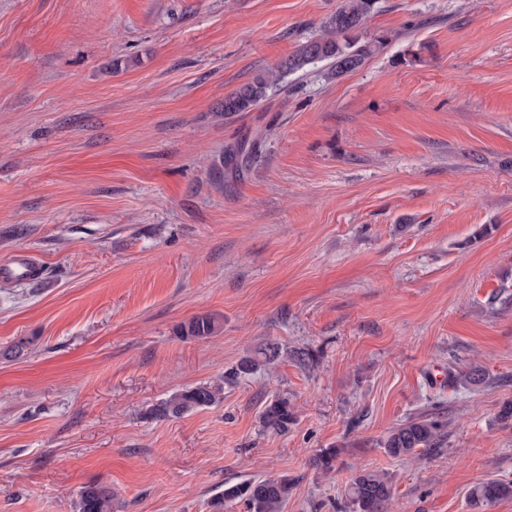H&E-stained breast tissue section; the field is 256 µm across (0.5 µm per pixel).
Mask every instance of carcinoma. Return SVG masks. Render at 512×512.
<instances>
[{
  "label": "carcinoma",
  "instance_id": "obj_1",
  "mask_svg": "<svg viewBox=\"0 0 512 512\" xmlns=\"http://www.w3.org/2000/svg\"><path fill=\"white\" fill-rule=\"evenodd\" d=\"M375 7V0H344L343 4L324 24V33L310 39L286 59L266 71L256 74L224 96V116L233 117L250 112L267 99L270 92L290 73L318 62L328 61L331 74L340 77L358 69L364 61L381 49L380 41L360 43L357 33L364 27ZM260 136L245 137L228 147L224 154L226 168L238 172L245 168L258 147ZM219 331V322L211 315H199L180 324L178 334L189 340L207 339ZM278 356V347L270 344L254 355L243 357L234 369L237 377L252 374L259 367L272 363ZM456 381L479 385L486 372L478 365H470L452 376ZM218 391L207 385L172 393L158 402L151 414L156 418L179 417L197 408H206L217 400ZM295 419L288 399L273 398L264 408L261 421L265 428L285 432ZM442 441L441 424L425 417L411 418L392 429L381 441V447L393 457L411 456L416 449H432ZM339 450L329 448L316 456V465L326 472L335 470ZM292 484L281 476L263 480H249L224 485V491L209 501L210 512L238 503L246 512H281ZM394 488L391 477L385 473L362 471L356 474L347 490L346 498L353 512H391ZM512 497V482L492 479L474 486L470 499L475 506L488 507ZM75 512H112V489L100 484L86 486L76 501Z\"/></svg>",
  "mask_w": 512,
  "mask_h": 512
}]
</instances>
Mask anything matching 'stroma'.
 I'll return each instance as SVG.
<instances>
[{"mask_svg":"<svg viewBox=\"0 0 512 512\" xmlns=\"http://www.w3.org/2000/svg\"><path fill=\"white\" fill-rule=\"evenodd\" d=\"M342 2L0 0V262L43 271L0 278V512H74L90 484L114 512H209L280 476L281 512H348L362 470L392 476V512H512L468 500L512 481V0H378L360 68L225 118ZM200 314L216 336L177 335ZM473 363L484 384L450 383ZM199 385L215 404L152 416ZM278 396L284 433L260 423ZM418 415L440 447L387 455ZM260 135L253 138L244 137L236 144L228 147L224 154V165L232 172H238L245 168L252 159L259 144ZM1 275L16 281H33L41 277V269L25 255L15 254L9 261L1 263ZM278 347L273 344L258 349L254 356L243 357L236 365L233 373L237 377L252 374L259 367L271 364L278 356Z\"/></svg>","mask_w":512,"mask_h":512,"instance_id":"obj_1","label":"stroma"}]
</instances>
